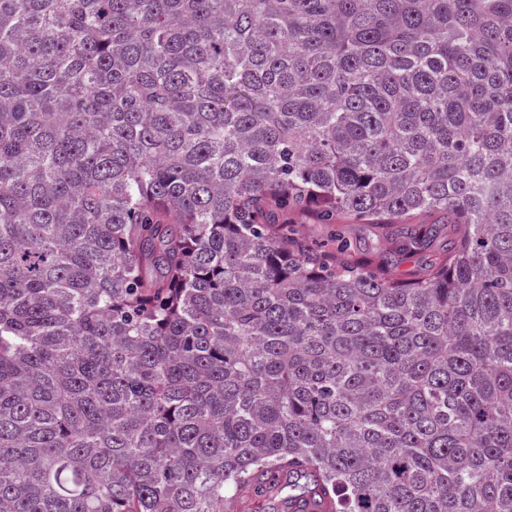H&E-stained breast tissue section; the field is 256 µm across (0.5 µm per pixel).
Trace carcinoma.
Here are the masks:
<instances>
[{
	"label": "carcinoma",
	"mask_w": 512,
	"mask_h": 512,
	"mask_svg": "<svg viewBox=\"0 0 512 512\" xmlns=\"http://www.w3.org/2000/svg\"><path fill=\"white\" fill-rule=\"evenodd\" d=\"M271 491L512 512V0H0V512ZM336 225H339L340 230L359 255L372 252L377 236L381 234V231L372 224H304L301 229L314 241L326 244L330 240L332 228L338 229ZM448 241V229H441L435 241L417 252L408 254H393V268L398 273L415 274L419 272L430 259L431 254Z\"/></svg>",
	"instance_id": "1"
}]
</instances>
